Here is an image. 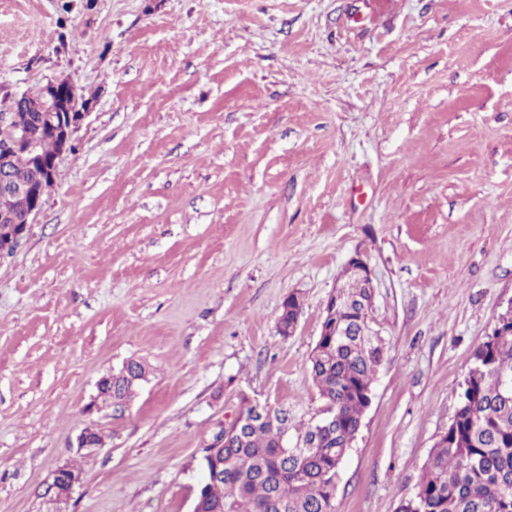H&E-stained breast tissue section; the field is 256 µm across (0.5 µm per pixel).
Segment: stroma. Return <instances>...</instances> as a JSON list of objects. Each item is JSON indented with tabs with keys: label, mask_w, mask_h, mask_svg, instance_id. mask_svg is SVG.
Listing matches in <instances>:
<instances>
[{
	"label": "stroma",
	"mask_w": 512,
	"mask_h": 512,
	"mask_svg": "<svg viewBox=\"0 0 512 512\" xmlns=\"http://www.w3.org/2000/svg\"><path fill=\"white\" fill-rule=\"evenodd\" d=\"M60 78L89 116L0 258V512L64 464L67 512H192L245 400L320 413L355 257L386 353L334 512H399L512 307V0H0V113ZM137 385H132L127 382L126 378L113 377L112 385H109L106 377L102 378L101 386L99 388V396L102 397L103 402H111L112 404H123L127 399L131 398L137 389Z\"/></svg>",
	"instance_id": "1"
}]
</instances>
